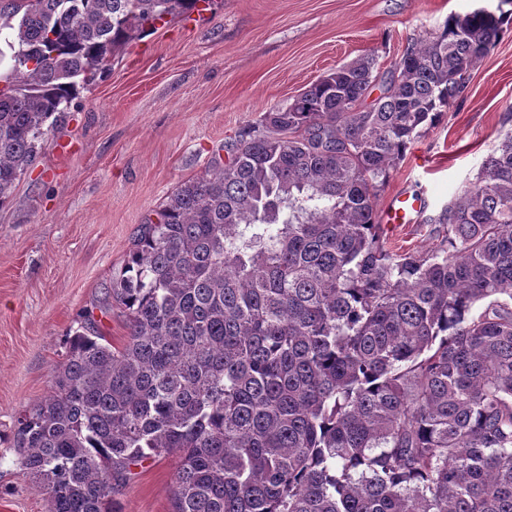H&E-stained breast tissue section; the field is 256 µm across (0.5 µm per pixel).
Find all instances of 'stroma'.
Returning a JSON list of instances; mask_svg holds the SVG:
<instances>
[{"label":"stroma","instance_id":"obj_1","mask_svg":"<svg viewBox=\"0 0 512 512\" xmlns=\"http://www.w3.org/2000/svg\"><path fill=\"white\" fill-rule=\"evenodd\" d=\"M499 0H209L158 23L108 58L45 135L35 164L0 207V512H47L8 448L14 421L45 395L69 329L92 314L113 345L120 311L99 302L145 216L200 174L224 145L332 69L371 56L379 71L448 17ZM512 128V24L423 130L377 199L422 196L415 223L382 233L391 252L447 249L436 218L471 187ZM173 457L146 461L112 497L114 512H170Z\"/></svg>","mask_w":512,"mask_h":512}]
</instances>
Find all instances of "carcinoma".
I'll return each instance as SVG.
<instances>
[{"mask_svg":"<svg viewBox=\"0 0 512 512\" xmlns=\"http://www.w3.org/2000/svg\"><path fill=\"white\" fill-rule=\"evenodd\" d=\"M199 2L0 0V207L79 85ZM503 22L452 14L385 75L336 68L146 218L104 292L125 342L80 324L16 418L48 512H112L170 456L171 512H512V129L439 218L444 254L394 256L375 223Z\"/></svg>","mask_w":512,"mask_h":512,"instance_id":"cac0c4a2","label":"carcinoma"}]
</instances>
